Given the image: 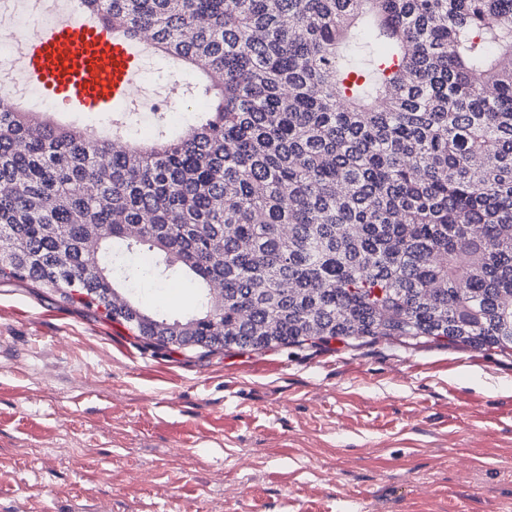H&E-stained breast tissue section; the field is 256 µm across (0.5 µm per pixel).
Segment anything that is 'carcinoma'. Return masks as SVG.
Here are the masks:
<instances>
[{
    "label": "carcinoma",
    "instance_id": "cac0c4a2",
    "mask_svg": "<svg viewBox=\"0 0 512 512\" xmlns=\"http://www.w3.org/2000/svg\"><path fill=\"white\" fill-rule=\"evenodd\" d=\"M217 91L49 122L0 85V279L194 351L422 338L512 355V0H80ZM201 308L122 297L113 246Z\"/></svg>",
    "mask_w": 512,
    "mask_h": 512
}]
</instances>
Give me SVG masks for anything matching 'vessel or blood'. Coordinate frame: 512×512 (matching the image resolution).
I'll return each instance as SVG.
<instances>
[{
  "label": "vessel or blood",
  "instance_id": "b4317fda",
  "mask_svg": "<svg viewBox=\"0 0 512 512\" xmlns=\"http://www.w3.org/2000/svg\"><path fill=\"white\" fill-rule=\"evenodd\" d=\"M144 44L113 35L78 15L46 19L28 36L20 57L27 82L69 108L106 112L137 90Z\"/></svg>",
  "mask_w": 512,
  "mask_h": 512
}]
</instances>
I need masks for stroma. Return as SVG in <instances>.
I'll return each mask as SVG.
<instances>
[{"mask_svg":"<svg viewBox=\"0 0 512 512\" xmlns=\"http://www.w3.org/2000/svg\"><path fill=\"white\" fill-rule=\"evenodd\" d=\"M191 71L147 53L129 111ZM200 291L143 278L179 316ZM512 356L434 341L152 349L0 281V512H505Z\"/></svg>","mask_w":512,"mask_h":512,"instance_id":"35a3bbf8","label":"stroma"}]
</instances>
